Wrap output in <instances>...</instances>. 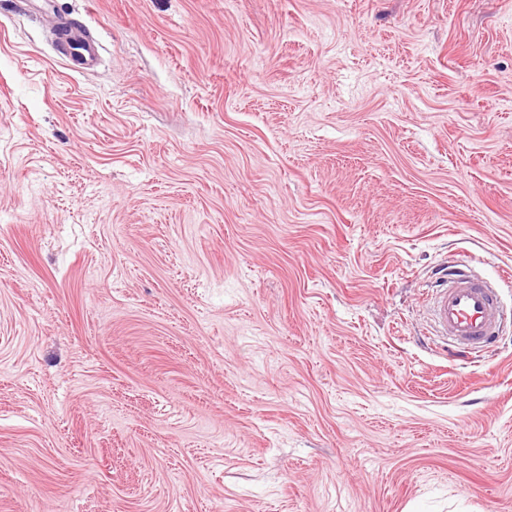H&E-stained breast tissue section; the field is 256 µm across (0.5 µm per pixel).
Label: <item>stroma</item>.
<instances>
[{"label": "stroma", "instance_id": "obj_1", "mask_svg": "<svg viewBox=\"0 0 512 512\" xmlns=\"http://www.w3.org/2000/svg\"><path fill=\"white\" fill-rule=\"evenodd\" d=\"M0 512H512V0H0ZM69 36H65L60 45L64 50L70 52L71 55L77 57L85 67L93 66L97 58V47L93 41L73 38L69 40ZM443 280L445 286L437 291L432 310L438 329L445 336L480 348L502 320L492 288L460 269L450 268Z\"/></svg>", "mask_w": 512, "mask_h": 512}]
</instances>
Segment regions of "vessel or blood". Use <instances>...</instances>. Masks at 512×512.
I'll use <instances>...</instances> for the list:
<instances>
[{
	"instance_id": "b4317fda",
	"label": "vessel or blood",
	"mask_w": 512,
	"mask_h": 512,
	"mask_svg": "<svg viewBox=\"0 0 512 512\" xmlns=\"http://www.w3.org/2000/svg\"><path fill=\"white\" fill-rule=\"evenodd\" d=\"M61 45L82 65H94L97 47L93 41L76 37L62 40ZM447 279L433 302L434 321L442 334L479 348L489 340L502 320L493 290L459 269L449 270Z\"/></svg>"
}]
</instances>
